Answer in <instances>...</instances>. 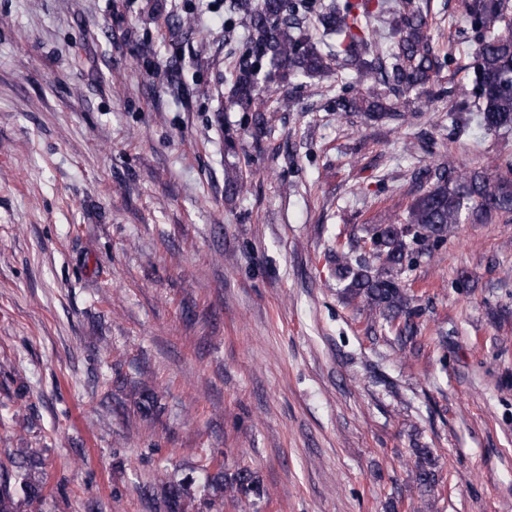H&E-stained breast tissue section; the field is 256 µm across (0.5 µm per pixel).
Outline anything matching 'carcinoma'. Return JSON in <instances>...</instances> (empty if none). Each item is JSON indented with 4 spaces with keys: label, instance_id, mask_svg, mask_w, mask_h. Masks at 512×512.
<instances>
[{
    "label": "carcinoma",
    "instance_id": "carcinoma-1",
    "mask_svg": "<svg viewBox=\"0 0 512 512\" xmlns=\"http://www.w3.org/2000/svg\"><path fill=\"white\" fill-rule=\"evenodd\" d=\"M473 33L475 56L471 93L481 102L480 125L489 131L512 130V19L508 0H463ZM229 9L240 16L247 42L235 71L232 96L244 112L253 113L256 125L264 124L260 98L277 81L292 76L314 78L326 72L329 61L348 73L350 81L336 95V112L343 116L359 108L379 117L405 122L398 98L426 86L446 60L440 58L427 35L426 16L411 0H398L390 11L393 19L389 47L383 48L368 27L374 13L384 12L380 0H230ZM316 14L322 40L308 33V15ZM380 85L388 93H374ZM431 187L417 196L405 213L377 224L370 237L371 249L382 262L370 264L351 253L336 255V277L344 283L350 301L360 299L372 314L399 336L411 335L415 325L410 296L397 275L410 257L408 235L443 243L466 220L485 223L495 215H512V179L492 178L483 171L462 168L453 161L426 171ZM415 480L425 492L437 483L431 452L416 449ZM0 463V512H22L21 506L40 503L45 483L36 478L43 465L42 449L19 448ZM203 504L213 508L224 502L237 512L250 509L267 497L257 472L231 471L220 461L203 468L202 482L191 476L166 477L141 488L154 512H192L197 492Z\"/></svg>",
    "mask_w": 512,
    "mask_h": 512
}]
</instances>
